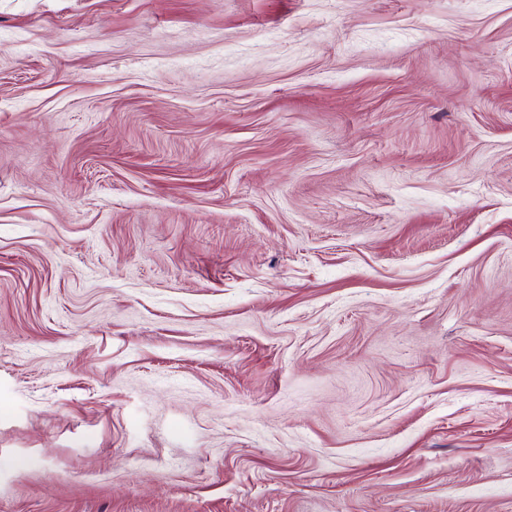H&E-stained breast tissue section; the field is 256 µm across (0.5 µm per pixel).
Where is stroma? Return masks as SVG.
Masks as SVG:
<instances>
[{"label": "stroma", "instance_id": "1", "mask_svg": "<svg viewBox=\"0 0 512 512\" xmlns=\"http://www.w3.org/2000/svg\"><path fill=\"white\" fill-rule=\"evenodd\" d=\"M0 512H512V0H0Z\"/></svg>", "mask_w": 512, "mask_h": 512}]
</instances>
